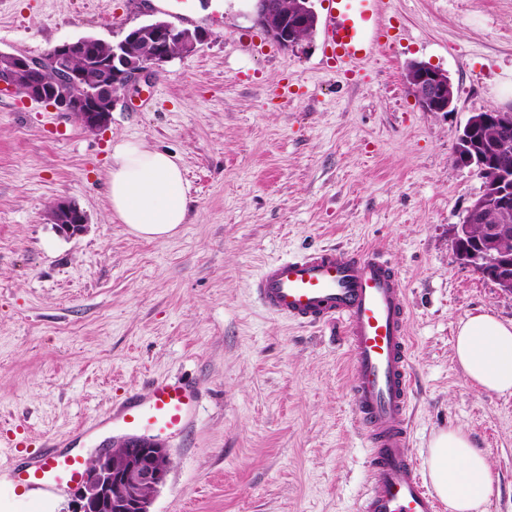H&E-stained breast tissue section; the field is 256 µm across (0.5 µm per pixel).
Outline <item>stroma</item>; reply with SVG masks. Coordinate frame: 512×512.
I'll use <instances>...</instances> for the list:
<instances>
[{"label":"stroma","mask_w":512,"mask_h":512,"mask_svg":"<svg viewBox=\"0 0 512 512\" xmlns=\"http://www.w3.org/2000/svg\"><path fill=\"white\" fill-rule=\"evenodd\" d=\"M250 0H0V51L112 43L154 18L207 38L132 80L98 131L0 91V432L91 460L116 447L112 408L157 377L193 385L196 418L167 439L151 512H358L367 442L351 406L340 323L265 311L251 283L313 247L362 250L399 272L409 305L410 451L469 432L491 461L488 512H512V394L479 391L454 357L462 319L512 322V295L456 258L453 230L483 180L454 159L472 113L512 108V0H391L392 43L352 76L325 67L319 33L284 48ZM262 51L250 49V42ZM448 72L449 112H426L407 65ZM175 155L188 222L131 234L112 216V146ZM87 217L62 236L58 200Z\"/></svg>","instance_id":"obj_1"}]
</instances>
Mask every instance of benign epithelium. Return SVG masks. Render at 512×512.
<instances>
[{
  "mask_svg": "<svg viewBox=\"0 0 512 512\" xmlns=\"http://www.w3.org/2000/svg\"><path fill=\"white\" fill-rule=\"evenodd\" d=\"M254 24L281 47H292L304 30L318 23L313 0H293L283 8V0H251ZM149 40L164 43L152 56L138 64L131 61L132 48ZM192 52L204 40L199 30L177 28L166 20H153L131 30L112 44L108 56L95 67L76 68L73 63L97 51L99 40L83 37L52 47L50 56L56 68L53 78L45 77L44 56L0 52V90L20 98L45 104L58 112L75 116L89 130L107 126L112 112L116 79L129 82L137 76L150 79L154 68L172 58L171 41ZM112 72V78L104 76ZM411 95L425 112H446L455 101V90L448 73L424 62H412L405 72ZM512 128V110L490 109L473 113L458 139L456 161L473 166L487 176L466 219L456 225L458 259L478 269L497 287L512 294V167L501 159L512 151L504 139L488 136ZM58 231L72 237L85 229L84 213L69 201L54 204ZM492 212L500 223L481 224L480 217ZM171 457L161 442L134 437L124 439L117 451L98 453L81 476L82 489L76 512H150L155 494L167 481Z\"/></svg>",
  "mask_w": 512,
  "mask_h": 512,
  "instance_id": "benign-epithelium-1",
  "label": "benign epithelium"
}]
</instances>
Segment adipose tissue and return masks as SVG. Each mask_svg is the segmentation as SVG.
<instances>
[{
  "label": "adipose tissue",
  "instance_id": "adipose-tissue-1",
  "mask_svg": "<svg viewBox=\"0 0 512 512\" xmlns=\"http://www.w3.org/2000/svg\"><path fill=\"white\" fill-rule=\"evenodd\" d=\"M112 215L148 239L173 235L187 217L182 169L174 155L134 141L112 148L107 180ZM454 354L467 377L486 392L512 391V322L490 312L461 320ZM427 474L450 512H486L494 484L493 467L469 434L451 429L429 447Z\"/></svg>",
  "mask_w": 512,
  "mask_h": 512
}]
</instances>
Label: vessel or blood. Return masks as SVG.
Returning a JSON list of instances; mask_svg holds the SVG:
<instances>
[{"label":"vessel or blood","mask_w":512,"mask_h":512,"mask_svg":"<svg viewBox=\"0 0 512 512\" xmlns=\"http://www.w3.org/2000/svg\"><path fill=\"white\" fill-rule=\"evenodd\" d=\"M387 0H329L322 22L323 56L332 68L358 69L390 39L383 13ZM256 300L269 313L316 323L345 324L352 352L350 399L369 441L370 481L359 512H442L412 456L411 394L405 289L395 270L370 253L337 257L314 248L267 264L253 283ZM198 408L196 390L185 383L154 380L147 392L123 401L112 423L133 437L161 438L186 432ZM83 461L47 452L13 471L33 492L31 504L48 502L76 484Z\"/></svg>","instance_id":"obj_1"}]
</instances>
